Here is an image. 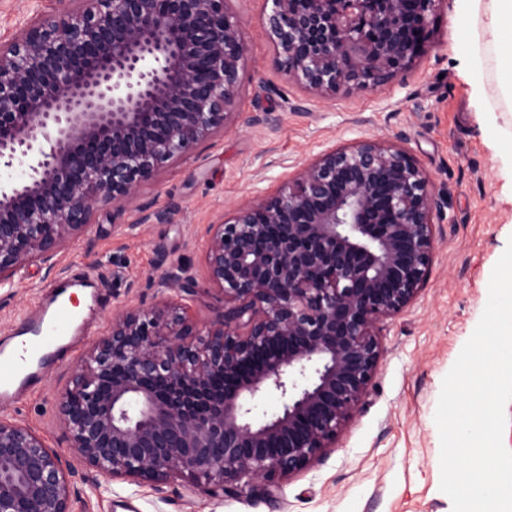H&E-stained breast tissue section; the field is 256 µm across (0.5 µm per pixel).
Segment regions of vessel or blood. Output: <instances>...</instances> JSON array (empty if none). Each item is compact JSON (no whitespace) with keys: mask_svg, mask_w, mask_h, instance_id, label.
<instances>
[{"mask_svg":"<svg viewBox=\"0 0 512 512\" xmlns=\"http://www.w3.org/2000/svg\"><path fill=\"white\" fill-rule=\"evenodd\" d=\"M67 304L55 297L31 313L20 330L22 351L0 349V398L7 400L16 394L22 381L31 377L34 359L54 348L68 336L75 323V313L67 312Z\"/></svg>","mask_w":512,"mask_h":512,"instance_id":"obj_1","label":"vessel or blood"}]
</instances>
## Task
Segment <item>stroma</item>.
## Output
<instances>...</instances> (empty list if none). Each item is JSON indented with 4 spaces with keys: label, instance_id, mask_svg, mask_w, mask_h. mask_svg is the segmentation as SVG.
Masks as SVG:
<instances>
[{
    "label": "stroma",
    "instance_id": "1",
    "mask_svg": "<svg viewBox=\"0 0 512 512\" xmlns=\"http://www.w3.org/2000/svg\"><path fill=\"white\" fill-rule=\"evenodd\" d=\"M69 0H0V42L20 23L68 7ZM248 55L235 113L224 133L190 159L165 167L120 215L96 210L85 232L59 254L68 275L83 273L104 307L87 305L68 348L40 384L0 415L28 425L61 448L56 403L113 309L151 304L159 261L189 265L205 281L203 225L238 203L275 192L309 163L317 146L363 138L405 150L429 175L441 204L436 249L424 288L386 320L371 392L335 448L314 467L238 498L171 480L161 491L91 475L79 484L77 512H452L440 489V438L434 421L442 381L479 322L492 270L512 239V95L482 38L484 15L472 0H444L411 68L385 86L322 100L271 65L264 18L268 0H228ZM260 123H250V116ZM166 209V223L140 224ZM55 278L32 263L0 292V339L13 336L46 301Z\"/></svg>",
    "mask_w": 512,
    "mask_h": 512
}]
</instances>
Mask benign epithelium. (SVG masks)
<instances>
[{
  "instance_id": "7a95c632",
  "label": "benign epithelium",
  "mask_w": 512,
  "mask_h": 512,
  "mask_svg": "<svg viewBox=\"0 0 512 512\" xmlns=\"http://www.w3.org/2000/svg\"><path fill=\"white\" fill-rule=\"evenodd\" d=\"M0 43V289L57 255L94 210L120 212L232 118L247 46L227 0H76ZM272 65L330 99L422 54L443 0H269ZM440 209L425 171L376 138L319 151L279 189L201 231L222 308L201 326L170 291L110 318L58 398L85 467L236 497L311 468L370 393L380 324L422 290ZM83 475L0 417V512H75Z\"/></svg>"
}]
</instances>
